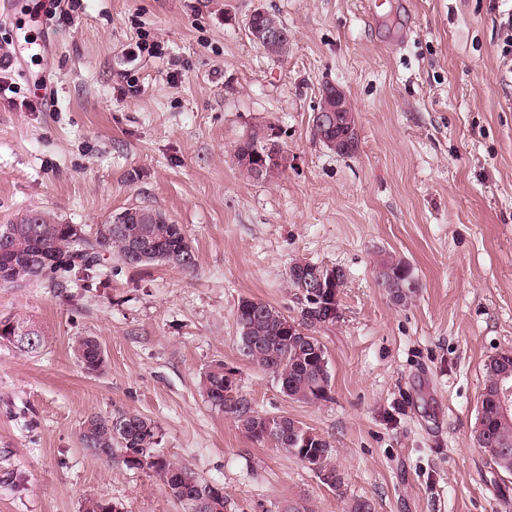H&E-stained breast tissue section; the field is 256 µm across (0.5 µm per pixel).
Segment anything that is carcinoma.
<instances>
[{
	"label": "carcinoma",
	"mask_w": 512,
	"mask_h": 512,
	"mask_svg": "<svg viewBox=\"0 0 512 512\" xmlns=\"http://www.w3.org/2000/svg\"><path fill=\"white\" fill-rule=\"evenodd\" d=\"M312 132L321 142L345 135L349 141L348 151L357 147L355 132L334 121L322 125L314 119ZM238 168L246 178L264 181L279 174L282 163L267 159L259 171L250 164H240ZM126 214V224L97 225L91 240L73 237L70 225L57 223L46 212L28 214L22 224H0V240L10 237L8 244L0 245V285L20 287L50 273L93 274L103 257L114 253L131 266L164 262L183 270L195 267L194 250L181 225L168 223L166 215L157 209L135 207L126 210ZM145 239L155 245V253L143 259L135 254L132 245ZM311 266L313 263L308 261H296L290 266L288 281L296 291H301L302 281ZM377 278L397 303L408 302L416 292L412 269L400 259L391 256L381 259ZM344 280L345 276H340L327 298L315 304L307 303L310 310L301 311L298 319L259 299H242L234 312L239 352L269 373L280 391L293 401L316 404L328 398L331 388L328 355L314 336V330L336 322L337 293ZM14 323L18 329H32L31 335L18 341L17 349L35 353L43 347L44 338L33 322L18 318ZM97 346L98 342L91 337L78 338L72 344L74 355L89 372H99L106 365L105 354H93ZM501 383L512 388V352L497 353L485 363V383L474 428L475 439L488 453L493 469L512 476V396L508 398V405L502 404ZM200 389L212 405L230 414L253 440L316 465L314 471L320 481L339 496H345L342 477L329 462L332 448L329 441L286 415L259 413L252 402L239 393L237 381L225 378L224 362L217 361L209 366L201 378ZM269 423L279 429L273 440L265 434ZM80 443L98 455L109 452V460L118 455L130 468H142L138 461L140 456L154 459L147 465L148 471L184 505L185 512H227V499L222 493L209 496L202 506L197 505L196 488L207 486L209 482L160 453L158 427L146 417L131 413L89 416L82 424Z\"/></svg>",
	"instance_id": "carcinoma-1"
}]
</instances>
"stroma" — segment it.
Segmentation results:
<instances>
[{"label": "stroma", "instance_id": "stroma-1", "mask_svg": "<svg viewBox=\"0 0 512 512\" xmlns=\"http://www.w3.org/2000/svg\"><path fill=\"white\" fill-rule=\"evenodd\" d=\"M80 0L47 31L48 0L0 19V50L21 31L37 54L0 70V224L37 210L78 226L132 207L182 225L196 266L104 261L99 274L0 286V319L24 318L36 354L0 342V512H184L148 472L82 448L89 415L135 413L161 450L218 483L228 512H512V476L474 437L489 356L512 350V83L499 79L512 0ZM293 41L275 60L250 38L255 7ZM161 55L129 61L140 36ZM137 93L119 96L121 73ZM53 98L25 109L34 88ZM346 92L357 147L337 155L311 132L324 84ZM274 133L286 157L268 182L243 178L235 144ZM406 261L417 290L396 304L376 279ZM344 269L339 317L317 328L331 374L316 405L285 397L237 349L234 311L300 305L290 265ZM108 366L87 372L75 338ZM256 410L294 418L332 445L346 495L300 460L248 437L207 402L215 361Z\"/></svg>", "mask_w": 512, "mask_h": 512}]
</instances>
